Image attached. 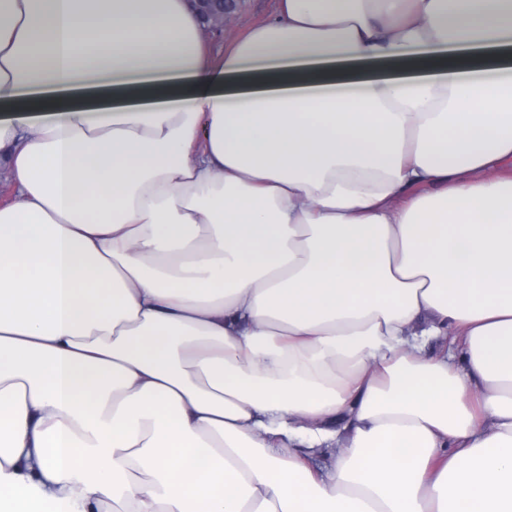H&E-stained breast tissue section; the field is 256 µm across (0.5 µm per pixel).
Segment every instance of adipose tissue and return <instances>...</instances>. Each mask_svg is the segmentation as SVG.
Returning a JSON list of instances; mask_svg holds the SVG:
<instances>
[{"label": "adipose tissue", "instance_id": "obj_1", "mask_svg": "<svg viewBox=\"0 0 512 512\" xmlns=\"http://www.w3.org/2000/svg\"><path fill=\"white\" fill-rule=\"evenodd\" d=\"M0 103V512H512V0H0ZM217 0H200L207 15L206 30H221V32L205 33V40L214 55H224V45L240 34L247 26L271 19L276 12L275 0H238L234 13L224 21L229 14L227 11L210 10V3ZM205 30V31H206Z\"/></svg>", "mask_w": 512, "mask_h": 512}]
</instances>
